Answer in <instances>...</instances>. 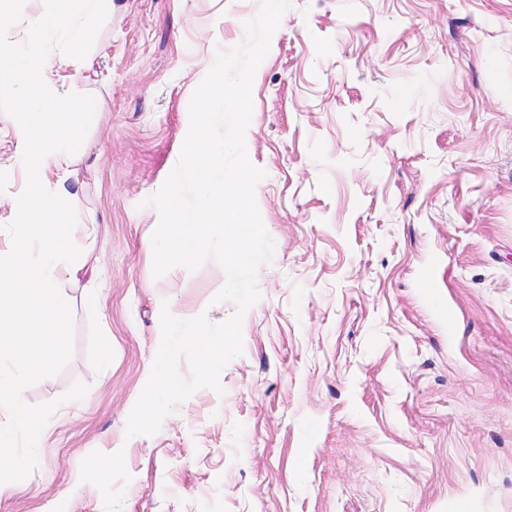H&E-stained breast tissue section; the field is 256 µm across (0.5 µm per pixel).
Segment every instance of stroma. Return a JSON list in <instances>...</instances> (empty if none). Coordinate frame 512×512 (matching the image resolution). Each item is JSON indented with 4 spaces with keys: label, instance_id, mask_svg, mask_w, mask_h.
<instances>
[{
    "label": "stroma",
    "instance_id": "35a3bbf8",
    "mask_svg": "<svg viewBox=\"0 0 512 512\" xmlns=\"http://www.w3.org/2000/svg\"><path fill=\"white\" fill-rule=\"evenodd\" d=\"M261 0H112L81 61L100 111L65 189L98 237L61 275L64 370L25 403L47 423L0 512H512V0H292L253 80L247 153L274 242L243 352L153 435L128 418L161 311L229 318L209 260L153 275L163 185L217 49ZM0 117V250L21 194ZM110 357H103L104 344Z\"/></svg>",
    "mask_w": 512,
    "mask_h": 512
}]
</instances>
